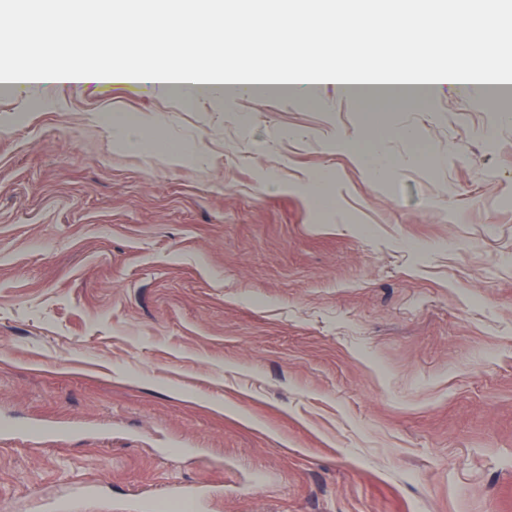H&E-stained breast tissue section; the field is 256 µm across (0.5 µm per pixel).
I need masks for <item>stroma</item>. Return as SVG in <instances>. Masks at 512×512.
<instances>
[{
    "instance_id": "35a3bbf8",
    "label": "stroma",
    "mask_w": 512,
    "mask_h": 512,
    "mask_svg": "<svg viewBox=\"0 0 512 512\" xmlns=\"http://www.w3.org/2000/svg\"><path fill=\"white\" fill-rule=\"evenodd\" d=\"M431 63L411 103L0 86V427L43 433L0 512H512V117ZM110 126L111 128L114 127V131L119 138L127 141H139L148 134V129L140 117L113 122ZM82 493L76 499H62L54 504L53 511L56 512H75L81 511L89 504L97 503L101 500V492L99 488L91 483L81 487ZM201 494L202 487L200 486L176 485L167 488L158 500L167 499L176 501L179 504L177 511L195 512L197 509V501Z\"/></svg>"
}]
</instances>
